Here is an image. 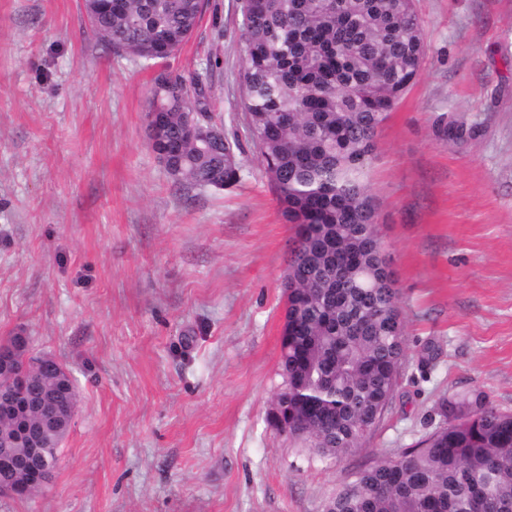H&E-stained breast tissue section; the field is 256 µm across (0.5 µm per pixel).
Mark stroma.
I'll return each mask as SVG.
<instances>
[{"instance_id":"35a3bbf8","label":"stroma","mask_w":512,"mask_h":512,"mask_svg":"<svg viewBox=\"0 0 512 512\" xmlns=\"http://www.w3.org/2000/svg\"><path fill=\"white\" fill-rule=\"evenodd\" d=\"M415 7L424 64L366 181L410 365L365 446L331 459L269 418L294 229L244 121L241 0H208L154 64L96 38L82 0H0V336L78 391L52 480L0 512H324L434 429L441 396L512 412V0ZM205 67L242 148L224 191L175 187L148 140L155 76ZM440 113L474 135L440 141Z\"/></svg>"}]
</instances>
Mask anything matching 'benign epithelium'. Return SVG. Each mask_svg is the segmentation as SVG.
Masks as SVG:
<instances>
[{
    "label": "benign epithelium",
    "mask_w": 512,
    "mask_h": 512,
    "mask_svg": "<svg viewBox=\"0 0 512 512\" xmlns=\"http://www.w3.org/2000/svg\"><path fill=\"white\" fill-rule=\"evenodd\" d=\"M0 419L12 428V441L23 442V448L0 451V466L11 472L12 479L0 485V494L12 498L26 497L47 485L53 467L33 461L43 455L45 439L58 431L55 424V402L40 395L17 401L11 397L0 401Z\"/></svg>",
    "instance_id": "obj_1"
}]
</instances>
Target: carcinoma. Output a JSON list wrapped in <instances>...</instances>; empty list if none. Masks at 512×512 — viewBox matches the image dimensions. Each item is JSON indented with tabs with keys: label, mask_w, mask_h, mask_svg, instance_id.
I'll list each match as a JSON object with an SVG mask.
<instances>
[{
	"label": "carcinoma",
	"mask_w": 512,
	"mask_h": 512,
	"mask_svg": "<svg viewBox=\"0 0 512 512\" xmlns=\"http://www.w3.org/2000/svg\"><path fill=\"white\" fill-rule=\"evenodd\" d=\"M203 0H83L92 33L115 53L171 56L194 32ZM242 93L249 135L295 235L285 273L284 387L274 403L321 457L362 448L402 377L406 330L394 273L364 178L378 130L419 74L423 30L414 0H243ZM208 73L159 74L147 127L173 185L228 190L237 144L188 134L214 119ZM436 132L471 131L443 113ZM29 340L0 339V397L56 394L64 428L77 403L66 376L29 371ZM442 425L396 457L365 466L326 512H512V414L481 391L442 397Z\"/></svg>",
	"instance_id": "carcinoma-1"
}]
</instances>
